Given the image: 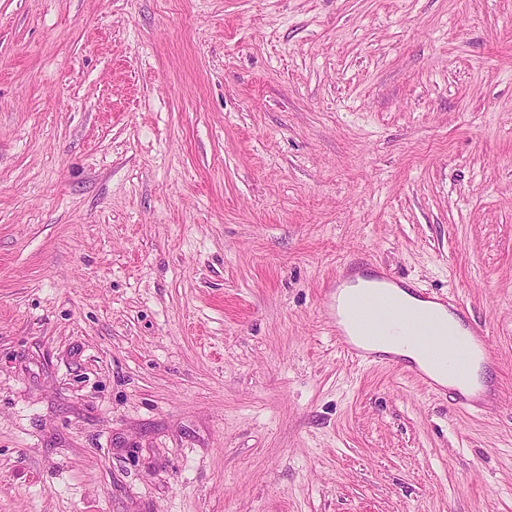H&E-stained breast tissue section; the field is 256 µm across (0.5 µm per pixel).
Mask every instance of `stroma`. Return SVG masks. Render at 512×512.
Returning <instances> with one entry per match:
<instances>
[{
    "mask_svg": "<svg viewBox=\"0 0 512 512\" xmlns=\"http://www.w3.org/2000/svg\"><path fill=\"white\" fill-rule=\"evenodd\" d=\"M455 292V412L325 323ZM0 512H512V0H0ZM412 292L418 298L441 305L451 313L465 333L457 343L469 342L475 355L487 370L492 367L498 368V357L491 345L490 332L471 320L468 306L454 292L450 291L445 296H434L428 291L413 290Z\"/></svg>",
    "mask_w": 512,
    "mask_h": 512,
    "instance_id": "stroma-1",
    "label": "stroma"
}]
</instances>
